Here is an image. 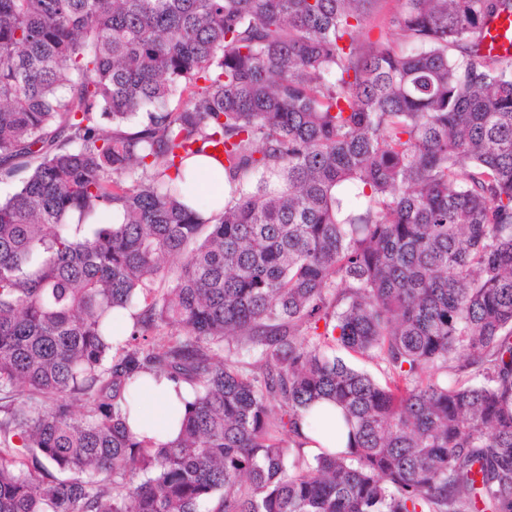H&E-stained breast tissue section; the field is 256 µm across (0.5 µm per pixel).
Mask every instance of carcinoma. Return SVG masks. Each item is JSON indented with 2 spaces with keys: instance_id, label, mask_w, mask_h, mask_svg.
I'll return each mask as SVG.
<instances>
[{
  "instance_id": "obj_1",
  "label": "carcinoma",
  "mask_w": 512,
  "mask_h": 512,
  "mask_svg": "<svg viewBox=\"0 0 512 512\" xmlns=\"http://www.w3.org/2000/svg\"><path fill=\"white\" fill-rule=\"evenodd\" d=\"M377 2L0 0V512H512V0ZM398 8V0H379L376 13L365 24L361 40L366 44L388 42L396 50L404 49L390 23ZM487 29L481 46L482 55L495 57L512 54V17H497ZM499 30H503V33H499ZM195 168L197 177L188 182L190 195L206 196L213 201L212 210L218 213L224 207L225 182L223 167L211 157L199 156L188 161L187 169ZM134 411L129 425L134 432L148 438L174 439L179 430V418L184 401L192 392L187 385H179L166 379L150 380L148 384H135L132 390ZM347 431V428H343V435L338 440V447H336V432L330 437L321 427L318 426V430L314 431L305 423L302 427V434L315 443L304 444L302 448H304L311 457L320 454L322 451L320 448H329L334 451H336V448L342 450L345 448L347 442ZM310 456L304 452L305 459L311 461L312 458Z\"/></svg>"
}]
</instances>
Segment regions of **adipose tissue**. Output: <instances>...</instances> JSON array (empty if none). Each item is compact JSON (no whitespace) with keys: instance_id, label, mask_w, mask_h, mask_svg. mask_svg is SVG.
I'll return each instance as SVG.
<instances>
[{"instance_id":"obj_1","label":"adipose tissue","mask_w":512,"mask_h":512,"mask_svg":"<svg viewBox=\"0 0 512 512\" xmlns=\"http://www.w3.org/2000/svg\"><path fill=\"white\" fill-rule=\"evenodd\" d=\"M195 168L197 177L189 182L190 194L206 197L213 203V211L224 206V169L213 158L199 156L189 162ZM134 411L129 424L134 432L149 438H175L179 430V418L184 410L185 400L191 399L192 392L187 385H178L168 380L149 381L138 384L132 390Z\"/></svg>"}]
</instances>
